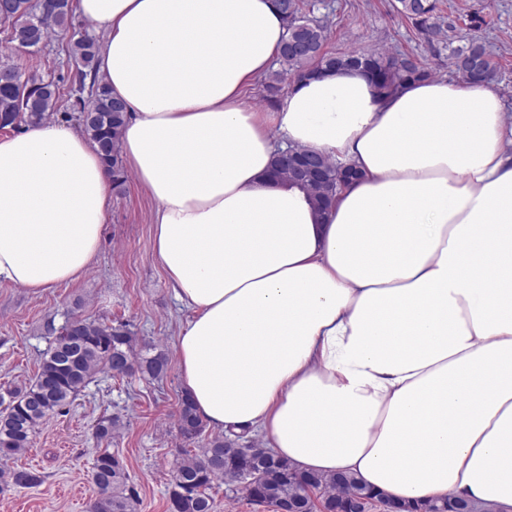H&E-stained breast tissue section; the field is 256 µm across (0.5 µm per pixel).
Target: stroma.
<instances>
[{
    "instance_id": "1",
    "label": "stroma",
    "mask_w": 512,
    "mask_h": 512,
    "mask_svg": "<svg viewBox=\"0 0 512 512\" xmlns=\"http://www.w3.org/2000/svg\"><path fill=\"white\" fill-rule=\"evenodd\" d=\"M394 0H318L315 17L328 24L329 51L397 50L423 57L436 77L452 72L446 58L433 55L412 24L392 8ZM441 14L457 33H467L473 12L478 31L499 67L495 85L512 113V0H438ZM68 35L55 37L42 52L10 50L20 66L64 74L73 66ZM155 202L128 176L112 194L100 250L84 277L39 295L0 283V385L27 384L49 346L47 324L70 315L128 325L138 342L155 344L169 359L167 375L146 380L133 375H98L68 413L47 417L12 467L41 473V485L0 493V512H89L94 499L91 474L100 446L94 429L101 417L123 421L110 448L123 459L138 492L137 512H168L172 463L184 442L174 425L182 395L177 337L188 314L175 300L153 244Z\"/></svg>"
}]
</instances>
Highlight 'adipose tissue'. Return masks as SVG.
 Returning a JSON list of instances; mask_svg holds the SVG:
<instances>
[{
	"label": "adipose tissue",
	"mask_w": 512,
	"mask_h": 512,
	"mask_svg": "<svg viewBox=\"0 0 512 512\" xmlns=\"http://www.w3.org/2000/svg\"><path fill=\"white\" fill-rule=\"evenodd\" d=\"M128 112L123 156L189 316L182 391L218 431L397 500L512 512V116L496 86L358 67L245 100L285 37L277 0H78ZM353 165L317 214L278 150ZM112 190L53 122L0 135V282L40 294L94 263Z\"/></svg>",
	"instance_id": "1"
}]
</instances>
